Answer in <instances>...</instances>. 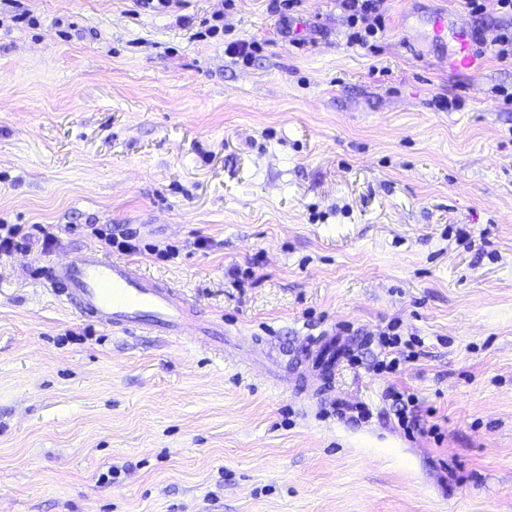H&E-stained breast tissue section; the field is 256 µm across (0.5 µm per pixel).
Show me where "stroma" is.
I'll list each match as a JSON object with an SVG mask.
<instances>
[{
	"mask_svg": "<svg viewBox=\"0 0 512 512\" xmlns=\"http://www.w3.org/2000/svg\"><path fill=\"white\" fill-rule=\"evenodd\" d=\"M223 2L21 0L35 26L1 7L0 224L54 225L59 258L104 248L89 224L178 246L134 260L277 337L295 373L303 337L345 329L343 366L285 392L80 317L39 250L2 260L0 512H512V68L492 49L512 17L388 0L370 52L338 0H303L290 35L269 0ZM219 10L225 39H197ZM437 16L480 29L476 68ZM236 39L264 48L246 64ZM388 329L414 353L391 373Z\"/></svg>",
	"mask_w": 512,
	"mask_h": 512,
	"instance_id": "stroma-1",
	"label": "stroma"
}]
</instances>
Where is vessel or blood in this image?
Here are the masks:
<instances>
[{
    "label": "vessel or blood",
    "instance_id": "1",
    "mask_svg": "<svg viewBox=\"0 0 512 512\" xmlns=\"http://www.w3.org/2000/svg\"><path fill=\"white\" fill-rule=\"evenodd\" d=\"M46 280L64 305L102 327L169 339L189 335L219 353L229 342L223 324L193 315L172 284L146 276L134 262L112 257L99 248L88 247L76 258L52 261ZM251 342L261 346L264 354H247V364L262 366L277 385H288L282 348L259 336ZM346 347V337L333 331L303 340L308 368L325 380L335 374Z\"/></svg>",
    "mask_w": 512,
    "mask_h": 512
}]
</instances>
